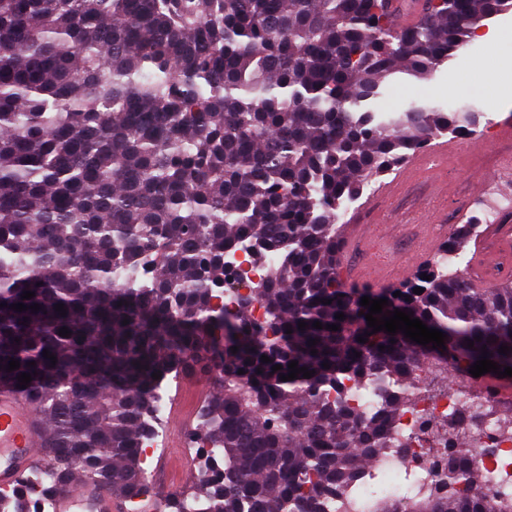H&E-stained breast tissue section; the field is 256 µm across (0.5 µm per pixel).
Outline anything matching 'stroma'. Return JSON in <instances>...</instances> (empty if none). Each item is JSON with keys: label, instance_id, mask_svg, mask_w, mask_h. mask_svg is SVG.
I'll use <instances>...</instances> for the list:
<instances>
[{"label": "stroma", "instance_id": "obj_1", "mask_svg": "<svg viewBox=\"0 0 512 512\" xmlns=\"http://www.w3.org/2000/svg\"><path fill=\"white\" fill-rule=\"evenodd\" d=\"M512 61V42L505 44L499 56L487 57L483 45L469 41L465 49L456 53L425 80L402 79L394 90L392 98L386 99V108H394L396 101L406 103L419 100L445 101L449 96L473 102L479 110L478 123L471 139H459L451 134L437 136L440 144L450 145L447 160L440 162L433 172H420L409 180H401V167L372 180L370 192L362 194L356 208L340 213L337 222L343 235L340 257V271L347 283H354L357 274L371 269L386 271L398 264L401 256L414 253L418 244L421 226L419 211L427 203L440 204L439 213L443 218L437 227V244L447 242L456 225L472 224L476 227L473 237L462 247V270L470 272L477 244L484 240L487 225L481 224V200L490 193L512 199V171L491 170V155L512 153V141L497 140L495 132L489 131L490 122L512 121V106L501 107L493 104L482 86L489 70L501 68L503 62ZM486 144L484 155L472 156L468 145L470 140ZM395 183L392 195L380 193L382 185ZM448 184L451 191L447 198L437 199L436 188ZM197 381L205 394L213 392L220 384L214 375L186 372L178 373L169 386L174 401L182 405L188 424H196L202 399L191 398L188 393L189 381ZM181 453L189 462L186 474L175 471L155 470L152 504L158 512H167L170 496L190 492L191 486L203 463L195 449L182 448Z\"/></svg>", "mask_w": 512, "mask_h": 512}]
</instances>
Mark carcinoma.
<instances>
[{"instance_id": "cac0c4a2", "label": "carcinoma", "mask_w": 512, "mask_h": 512, "mask_svg": "<svg viewBox=\"0 0 512 512\" xmlns=\"http://www.w3.org/2000/svg\"><path fill=\"white\" fill-rule=\"evenodd\" d=\"M387 2L0 0V384L31 374L53 473L38 491L22 475L0 512H33L79 478L126 502L146 495L152 391L179 368L221 379L190 433L216 449L189 498L202 512H512V477L484 491L482 457L456 453L482 423L465 406L426 419L436 440L454 439L441 483L421 492L410 464L407 493L374 486L382 460L409 458L398 428L423 360L442 380L484 348L512 367V287L472 288L446 264L472 225L398 289L340 276L336 211L433 137L475 126L472 108L380 110L393 78L431 77L512 9L427 0L400 28ZM239 243L268 271L227 316L215 297ZM364 296L446 334L445 352L372 333ZM293 360L315 374L281 380ZM352 387L374 400L356 407ZM189 499H169L170 512Z\"/></svg>"}]
</instances>
